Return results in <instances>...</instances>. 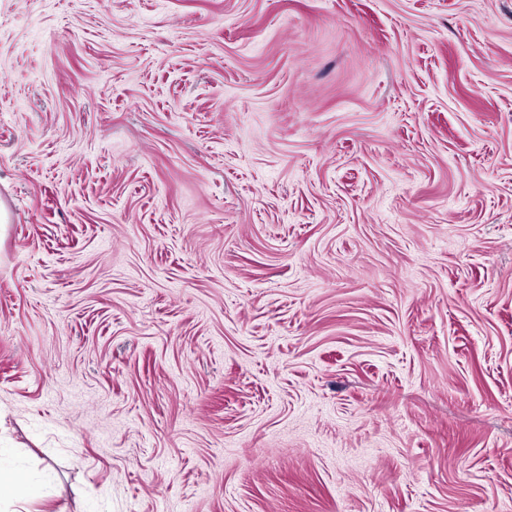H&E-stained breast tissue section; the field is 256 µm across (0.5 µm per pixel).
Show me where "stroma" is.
<instances>
[{"label": "stroma", "instance_id": "stroma-1", "mask_svg": "<svg viewBox=\"0 0 512 512\" xmlns=\"http://www.w3.org/2000/svg\"><path fill=\"white\" fill-rule=\"evenodd\" d=\"M0 512H512V0H0Z\"/></svg>", "mask_w": 512, "mask_h": 512}]
</instances>
